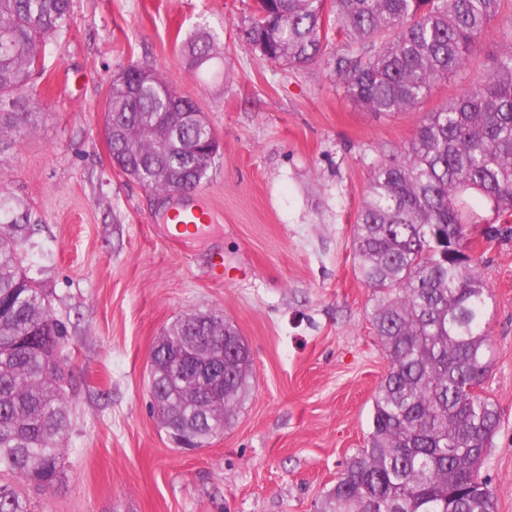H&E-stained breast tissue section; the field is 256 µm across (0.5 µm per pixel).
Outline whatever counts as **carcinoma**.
<instances>
[{"label":"carcinoma","mask_w":512,"mask_h":512,"mask_svg":"<svg viewBox=\"0 0 512 512\" xmlns=\"http://www.w3.org/2000/svg\"><path fill=\"white\" fill-rule=\"evenodd\" d=\"M504 0H261L244 35L263 60L314 62L329 40L345 52L336 75L363 112L392 115L425 101L480 49ZM72 0H0V104L24 95L40 43L69 25ZM215 35L190 44L193 66L211 61ZM108 120L121 128L112 155L140 165L135 181L159 194L186 193L210 179L215 159L187 170L182 154L210 147L209 125L161 73L130 64L112 79ZM491 215L486 237L512 215V39L486 77L426 114L401 161L374 169L353 244L371 289V325L390 362L372 396L367 447L346 460L320 512H495L480 475L499 425L494 401L474 392L489 367L484 327L490 294L462 241L477 209ZM22 200L0 195V512H28L6 477L50 488L61 477L69 414L66 375L53 361L66 324L21 269L16 245L31 224ZM224 352V392L184 383L177 369L205 367ZM162 394V425L179 424L192 443L224 433L252 388L253 359L235 325L216 312L171 322L151 352Z\"/></svg>","instance_id":"carcinoma-1"}]
</instances>
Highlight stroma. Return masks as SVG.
<instances>
[{
	"label": "stroma",
	"mask_w": 512,
	"mask_h": 512,
	"mask_svg": "<svg viewBox=\"0 0 512 512\" xmlns=\"http://www.w3.org/2000/svg\"><path fill=\"white\" fill-rule=\"evenodd\" d=\"M254 0H74L67 29L40 52V94L23 130H0V192L36 221L23 269L68 328L71 426L63 475L21 486L30 512H317L370 432L372 396L389 370L370 323L352 237L375 167L403 159L426 113L487 74L501 37L416 109L375 116L336 81L341 46L311 64L260 59L243 31ZM218 37L224 66L201 77L183 47ZM156 68L204 113L221 145L192 191L221 217L173 242L179 198L150 192L113 166L102 107L129 64ZM464 246L491 297L492 363L482 394L500 424L481 478L496 512H512V234ZM225 276H208L215 253ZM216 310L254 359L253 388L224 434L176 448L151 409L152 347L177 317Z\"/></svg>",
	"instance_id": "obj_1"
}]
</instances>
